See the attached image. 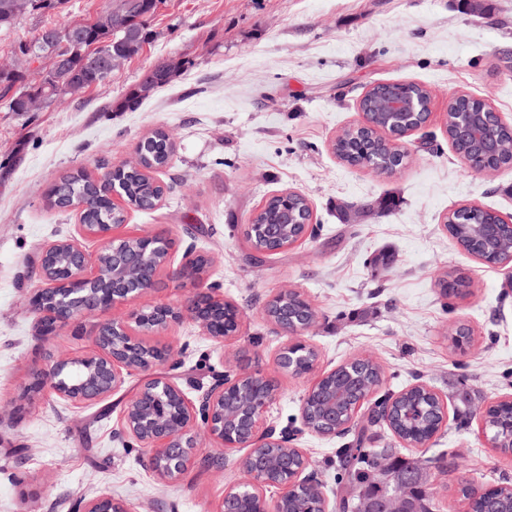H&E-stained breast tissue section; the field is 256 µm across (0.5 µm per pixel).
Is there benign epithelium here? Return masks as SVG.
<instances>
[{"label": "benign epithelium", "instance_id": "obj_1", "mask_svg": "<svg viewBox=\"0 0 512 512\" xmlns=\"http://www.w3.org/2000/svg\"><path fill=\"white\" fill-rule=\"evenodd\" d=\"M84 24L68 26L64 31L48 30L42 35V44L49 48L55 61L66 60L78 53L92 58L108 72L120 68L126 58L109 55L100 46L87 43L81 36ZM389 109L397 113L420 115L419 126L429 119L428 100L392 97ZM313 215L308 213L294 224H266L263 231L264 253H279L309 232ZM117 224L80 225L87 235L99 238L104 247H112V268L96 265L88 271V259L80 245L72 240L50 243L42 250L39 270L48 287L55 288L49 268L48 256L62 251L68 256L67 277L64 281L65 304L55 309L43 304L41 294L30 297L28 305L38 316L47 335L55 336L63 329L73 336L86 333V320L101 311L142 299L155 285L160 269L168 263L172 239L145 231L127 237L116 233ZM180 276L198 285L185 306L168 304H141L127 314L97 324L94 331L95 350L77 358L46 357L45 366L32 370L23 398L32 401L49 392L60 398L95 402L117 390L124 383V374L134 371L149 374L143 385L124 411L125 433L141 447L150 451L152 470L164 481L175 482L196 463L209 467H222V457L198 453V432L204 431L209 439L222 449L248 448L244 460L254 464L247 481L232 486L224 497L242 492L252 497L258 512H279L278 505L288 501L297 488L314 480L307 473L311 466L308 456L296 449L300 465L290 471L288 464L280 463L274 470L267 467L271 449L288 447V436L267 423V410L276 399L277 381L259 371L226 372L216 379L196 401L169 376L156 374L153 369L174 363L175 353L167 345L147 344V337L165 332L189 318L203 331L222 343L235 338L242 327L239 308L217 297L214 289L202 288L210 258L188 250ZM313 310L295 318L283 310L278 326L287 333V340L275 356L276 370L285 375L311 379L306 396L310 397L326 388L328 378L336 373L316 370V364L301 368L303 352H315L303 333L314 326ZM149 400H164L170 406L169 416L156 420L144 409ZM267 487L279 490L278 498L270 502L264 495ZM410 485L400 483L392 487L385 499L382 512H405L404 503ZM81 512H133L126 504L107 495H99L81 502Z\"/></svg>", "mask_w": 512, "mask_h": 512}]
</instances>
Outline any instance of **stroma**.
<instances>
[{"mask_svg":"<svg viewBox=\"0 0 512 512\" xmlns=\"http://www.w3.org/2000/svg\"><path fill=\"white\" fill-rule=\"evenodd\" d=\"M111 0H67L57 13L30 12L0 30V62L42 27L96 18ZM165 0L152 38L101 86L41 112L0 107V512H70L77 498L106 493L136 512H216L226 487L244 481L243 448L215 470L196 464L176 482L161 480L148 451L128 437L124 410L142 376L92 404L47 393L17 415L28 373L45 355L75 358L94 350L92 336H39L26 304L45 288L43 247L75 239L88 260L101 250L81 236L75 212L48 207L46 192L70 172L93 175L130 160L151 131L167 130L174 147L155 178L169 185L149 213L128 210L120 232L150 229L175 242L146 302L182 305L193 292L176 278L187 248L211 257L206 282L244 315L239 335L220 343L185 320L157 335L183 354L189 399L212 371L242 365L277 376L268 411L276 428L298 418L308 379L279 376L274 356L286 333L264 314L284 288L305 294L318 311L305 335L319 371L358 356L384 372L382 393L426 384L448 403V424L407 456L447 452L452 473H435L443 512H466L459 478L512 486V455L491 448L478 415L460 424L454 395L472 405L512 395V263L490 267L464 251L445 221L477 205L512 214V167L484 176L465 166L445 132L448 99L464 92L488 99L512 124V0ZM184 69L135 112L117 105L142 74L170 58ZM427 86L426 127L396 139L402 166L382 172L351 166L333 151L341 130L363 121L361 97L374 84ZM296 191L309 201L315 233L288 250L252 259L243 230L274 195ZM396 196V210L345 222L338 209ZM393 255L373 267L382 253ZM470 277L472 293L443 298L439 273ZM471 331L468 350L451 342L452 325ZM336 436L301 431L294 445L313 461L325 493L336 483Z\"/></svg>","mask_w":512,"mask_h":512,"instance_id":"stroma-1","label":"stroma"}]
</instances>
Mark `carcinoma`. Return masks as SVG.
Instances as JSON below:
<instances>
[{
  "label": "carcinoma",
  "mask_w": 512,
  "mask_h": 512,
  "mask_svg": "<svg viewBox=\"0 0 512 512\" xmlns=\"http://www.w3.org/2000/svg\"><path fill=\"white\" fill-rule=\"evenodd\" d=\"M64 0H0V29L12 26L25 13L32 10L52 11ZM145 9L128 21L123 29L112 32V14L120 10L124 0L104 10L96 18L95 27L88 30V35L95 39L108 52L121 51L131 58L139 53L143 44L150 37L149 22L156 13L162 0H145ZM40 35L21 44L11 57L12 71L0 75V101L9 112L25 111L24 98L38 91L40 85L50 76L51 60L39 48ZM41 63L37 76L27 79V73L34 62ZM176 72L165 63L150 69L134 85L119 103L123 112H135L157 90L168 85ZM68 77L70 89L57 92L54 101L67 96L74 97L106 82V75L92 61L79 57L69 60ZM407 87L418 96H425L427 89L416 83H387L372 87L362 101V109L371 114L373 130L361 132L347 128L338 134L333 142V150L341 160L351 165H367L381 160L385 154L377 130L397 122L391 113L385 111L386 96L401 87ZM465 113L470 124L471 138L461 143L458 149L467 152L475 163L494 161L503 166L512 165V128L481 126L485 116L486 105L479 99L465 93L457 95L448 109L446 131L448 137H454L456 113ZM492 139L497 143V150L490 154L484 143ZM147 146L143 149L141 166L147 170H156L166 165L172 147L164 137V131L155 130L147 137ZM125 196L135 203L139 210L153 209L155 199L163 194V189L147 180L139 171L127 169L121 178ZM108 188L88 172L81 170L66 175L50 189L48 204L53 208L64 209L69 205L83 207V221L86 224H122L126 216L121 210L112 209L106 193ZM291 211L296 218L309 210L307 199L296 192L280 193L267 200L265 205L253 216V224H278L283 210ZM491 223V215L482 210H472L466 206L453 210L448 216L447 230L456 242L467 252L483 250L488 246L483 236L482 226ZM492 249L496 260L506 262L512 258V229L503 225ZM443 295L447 298L460 297L469 293V282L461 275L444 273L438 276ZM363 378L358 374L345 377L336 371V379L327 386V391L309 400L311 419L320 422L330 417L328 405H336V419L345 418V402L362 387ZM385 409L383 400H376L368 409L367 416L360 427L354 431L351 440L336 449V509L337 512H355L361 496H366L372 507H381L388 492L389 483L395 480L410 479L413 491L406 502V512H440L441 504L434 496L428 480L417 475L416 459L399 456V449L389 447L369 448L368 433L382 425L379 415ZM433 407L429 402L427 390L417 388L407 392L399 405L391 425L387 429L395 435L413 439L429 434L433 430ZM509 410L501 407L486 417L490 440L495 448L502 452H512V429L509 428ZM391 455L389 469L379 468L378 460L382 452ZM460 493L468 499L473 512H512V500L497 489L495 485L485 488V494L474 497V488L466 479L461 480ZM317 492L306 488L288 501V512H313L317 507Z\"/></svg>",
  "instance_id": "carcinoma-1"
}]
</instances>
